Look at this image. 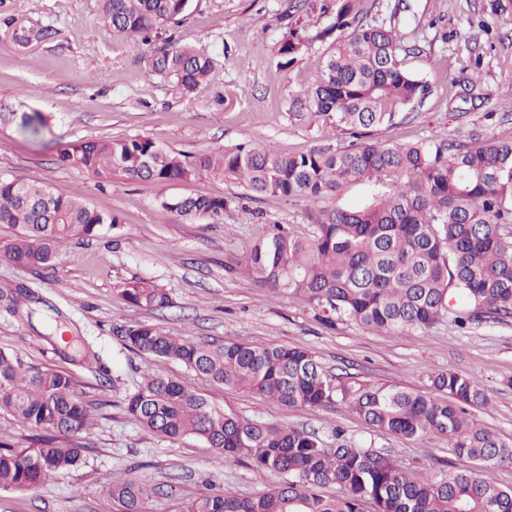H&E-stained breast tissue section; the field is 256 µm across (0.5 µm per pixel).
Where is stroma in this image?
I'll list each match as a JSON object with an SVG mask.
<instances>
[{"label": "stroma", "instance_id": "obj_1", "mask_svg": "<svg viewBox=\"0 0 512 512\" xmlns=\"http://www.w3.org/2000/svg\"><path fill=\"white\" fill-rule=\"evenodd\" d=\"M370 16L394 18L404 44L415 46L405 66L430 86L429 95L373 140L403 145L421 140L512 138V0H363ZM98 0H0V105L39 112L38 133L0 124V172L47 184L68 199L100 205L121 221L109 234L60 246L53 267L16 266L4 255L12 234L0 225V288L22 284L35 296L12 311L0 299V349L24 365L73 375L95 416L81 441V464L23 492H0V512H119L110 489L131 468L160 489L153 512H178L181 502L218 492L251 496L277 475L246 459L217 463L194 437L161 438L141 430L125 399L145 371L170 376L227 412L373 443L394 463L418 474L455 461L448 440L380 434L344 405L312 412L287 408L254 392L214 384L178 362L130 349L128 326L148 322L203 345L228 341L288 345L311 352L324 372L426 392L440 371L475 377L488 390L476 420L512 442V321L461 332L440 323L421 332L382 336L352 323L322 326L305 301L272 295L245 275L255 244L276 228L307 236L318 206L274 196L246 198L230 179L199 171L174 184L103 180L58 165L55 146L76 139L143 135L194 160L214 149L268 142L284 153L349 144L350 136L315 119L296 99L319 78L329 41L316 34L332 18L321 0H193L169 27L180 43L205 49L215 68L196 93L152 74L146 57L163 39L134 47L96 21ZM302 20L313 42L287 68L276 43ZM29 42H19L20 34ZM180 195L221 196L224 219L186 220L163 205ZM144 279L172 299L163 310L134 307L118 288Z\"/></svg>", "mask_w": 512, "mask_h": 512}]
</instances>
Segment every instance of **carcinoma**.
I'll list each match as a JSON object with an SVG mask.
<instances>
[{
	"label": "carcinoma",
	"mask_w": 512,
	"mask_h": 512,
	"mask_svg": "<svg viewBox=\"0 0 512 512\" xmlns=\"http://www.w3.org/2000/svg\"><path fill=\"white\" fill-rule=\"evenodd\" d=\"M112 33L147 45L168 23L182 19L192 0H99ZM333 21L316 38L331 49L316 83L300 98L315 117L329 120L355 141L347 147L283 154L274 146L210 150L192 166L145 136L78 139L59 145L58 164L110 179L181 182L200 168L237 181L247 196L273 195L320 205L312 235L283 231L257 244L248 270L263 287L302 298L327 328L353 323L385 335L428 330L446 322L468 331L512 319V140L466 143L421 141L382 145L369 129L392 123L429 94L427 82L404 66L394 23L368 18L362 0H334ZM312 42L296 26L277 46V65L293 64ZM149 72L170 76L192 94L207 82L213 58L172 39L147 56ZM46 121L23 114L19 127L35 133ZM364 194L351 206L343 193ZM182 219L224 220L221 196L182 195L163 201ZM0 224L12 230L8 258L19 266H52L66 241L117 229L118 216L63 198L47 185L0 173ZM126 303L150 309L169 294L145 280L117 289ZM127 345L149 357L183 363L212 382L246 388L288 407L311 411L344 404L380 434L448 438L460 459L512 463V444L478 423L470 408L489 396L473 378L448 371L431 377L434 393L323 373L312 353L288 345L243 342L200 345L149 323L125 329ZM0 409L23 426L52 433L38 446L13 448L0 440V491L32 490L75 468L84 447L78 436L90 410L71 375L24 366L0 350ZM129 418L151 434L195 436L217 460L246 457L285 480L249 497L230 492L182 503L180 512H512V489L485 483L469 468L411 475L382 450L360 446L335 431L336 444L315 431L243 418L213 405L184 384L152 372L126 399ZM338 484L343 495L318 489ZM122 512H152L157 488L145 476L112 484Z\"/></svg>",
	"instance_id": "obj_1"
}]
</instances>
